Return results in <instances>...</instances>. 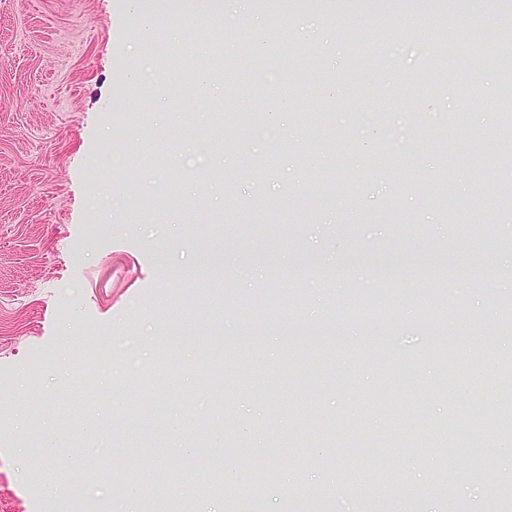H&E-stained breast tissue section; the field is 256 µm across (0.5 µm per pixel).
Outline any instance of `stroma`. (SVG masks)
I'll use <instances>...</instances> for the list:
<instances>
[{
  "mask_svg": "<svg viewBox=\"0 0 512 512\" xmlns=\"http://www.w3.org/2000/svg\"><path fill=\"white\" fill-rule=\"evenodd\" d=\"M486 0H259L268 28L291 31L314 68L284 64L260 31L212 43L195 19L174 34L129 39L130 0H0V512H142L131 469L168 475L179 512H226L227 497L260 494V512H512L495 494L512 482V442L494 472L460 457L436 478L438 431L512 355V203L493 176L506 144L497 118L500 72L476 95L421 84L435 61L418 29H450L467 62L487 37L512 32V0L497 21L460 30ZM208 81L180 85L161 58L188 41ZM276 73L270 86L243 67L244 46ZM398 68L374 65L375 55ZM360 109L423 121L396 154L354 125ZM227 112L236 128L218 127ZM322 112L325 126L300 123ZM274 125L256 142L246 129ZM221 136L227 146L210 152ZM169 164L157 167L160 145ZM447 168L456 229L436 192ZM385 303L386 329L346 315ZM234 386L224 413L239 430L199 429L212 406L206 367ZM153 379L155 395L132 403ZM449 379L453 397L433 395ZM420 410L422 445L402 446ZM81 412L97 434L81 476L53 492L45 449ZM224 456V491L192 494L206 467L187 462L189 436ZM382 436L385 459L355 454ZM275 462L253 484L256 461ZM386 470L376 485L378 470Z\"/></svg>",
  "mask_w": 512,
  "mask_h": 512,
  "instance_id": "obj_1",
  "label": "stroma"
}]
</instances>
